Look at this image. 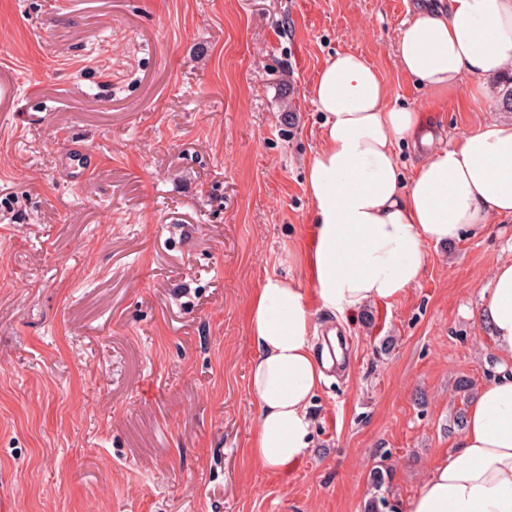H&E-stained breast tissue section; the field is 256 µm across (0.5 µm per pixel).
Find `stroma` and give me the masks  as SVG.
Wrapping results in <instances>:
<instances>
[{
	"mask_svg": "<svg viewBox=\"0 0 512 512\" xmlns=\"http://www.w3.org/2000/svg\"><path fill=\"white\" fill-rule=\"evenodd\" d=\"M448 0H0V512H397L495 370L473 311L512 219L430 244L414 286L340 319L351 342L283 471L259 418L247 311L269 276L315 292L304 166L336 53L449 137L504 118L508 77L438 100L404 76L407 20ZM99 166L72 182L60 151ZM468 378L473 390L456 389Z\"/></svg>",
	"mask_w": 512,
	"mask_h": 512,
	"instance_id": "obj_1",
	"label": "stroma"
}]
</instances>
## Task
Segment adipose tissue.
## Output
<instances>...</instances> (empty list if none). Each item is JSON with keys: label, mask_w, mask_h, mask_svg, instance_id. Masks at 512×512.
<instances>
[{"label": "adipose tissue", "mask_w": 512, "mask_h": 512, "mask_svg": "<svg viewBox=\"0 0 512 512\" xmlns=\"http://www.w3.org/2000/svg\"><path fill=\"white\" fill-rule=\"evenodd\" d=\"M401 72L437 95L465 77L512 70V0H451L403 30ZM312 93L325 115L322 145L306 164L315 216L308 264L321 308L342 316L395 300L417 283L425 248L477 235L489 216L512 218V120H494L440 145L404 179L399 142L422 126L413 109L389 108L388 88L364 57L339 52ZM475 315L497 355L454 449L429 471L404 512H512V260L479 292ZM312 313L293 281L266 277L249 310L255 355L249 389L259 409L250 449L268 470L309 453V406L325 375L311 340Z\"/></svg>", "instance_id": "obj_1"}]
</instances>
